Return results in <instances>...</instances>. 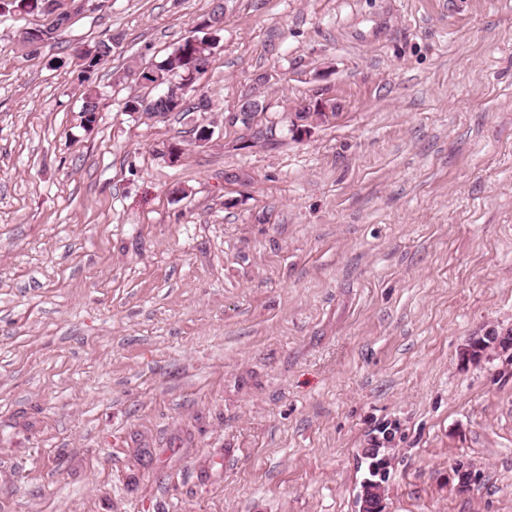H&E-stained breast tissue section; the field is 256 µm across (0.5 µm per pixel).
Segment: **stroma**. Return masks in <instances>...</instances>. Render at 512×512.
Wrapping results in <instances>:
<instances>
[{"label":"stroma","instance_id":"1","mask_svg":"<svg viewBox=\"0 0 512 512\" xmlns=\"http://www.w3.org/2000/svg\"><path fill=\"white\" fill-rule=\"evenodd\" d=\"M218 2L208 109L124 111ZM39 22L0 15V512H359L386 425L388 512H512V362H459L512 328V0ZM383 430L382 438L375 437L371 439L370 448H366L365 455L367 458H371L374 462L372 463V460L369 462L368 465V476L365 478L363 483L361 484V489L358 494V502L360 504V507L362 508L359 510L360 512H366L365 508L367 505L363 503L362 505V495L365 488L369 486H373L374 482L381 481L378 478V475L380 477L386 476L388 466L390 464V455L389 450L393 448H381V447H389L392 445L394 437H393V428L391 426H383L381 429ZM381 449H384L383 453H381ZM380 456V457H379ZM372 463V466H371ZM373 472H377L378 475H376ZM382 482V481H381Z\"/></svg>","mask_w":512,"mask_h":512}]
</instances>
